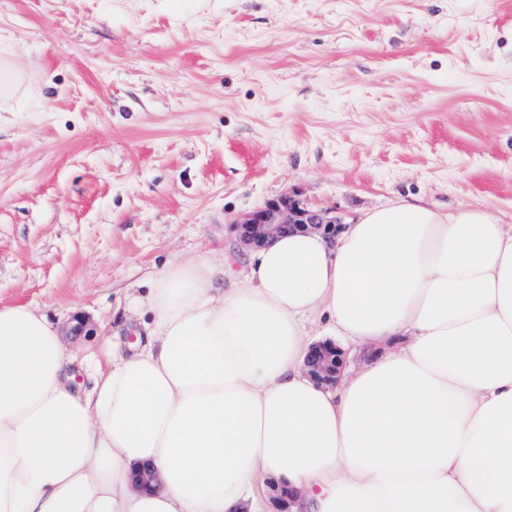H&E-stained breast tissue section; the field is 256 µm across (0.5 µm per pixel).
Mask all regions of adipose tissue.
<instances>
[{
	"label": "adipose tissue",
	"instance_id": "1",
	"mask_svg": "<svg viewBox=\"0 0 512 512\" xmlns=\"http://www.w3.org/2000/svg\"><path fill=\"white\" fill-rule=\"evenodd\" d=\"M218 275L154 274L87 390L45 315L0 306V512H268L273 481L292 512H512V225L397 198ZM320 339L380 351L327 387Z\"/></svg>",
	"mask_w": 512,
	"mask_h": 512
}]
</instances>
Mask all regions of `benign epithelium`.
I'll list each match as a JSON object with an SVG mask.
<instances>
[{"label": "benign epithelium", "instance_id": "obj_1", "mask_svg": "<svg viewBox=\"0 0 512 512\" xmlns=\"http://www.w3.org/2000/svg\"><path fill=\"white\" fill-rule=\"evenodd\" d=\"M240 241L245 246L261 245L277 236L316 230L336 234V218L322 209L308 208L294 199L283 197L265 203L237 223ZM345 365L343 353L336 347L317 346L307 359V370L316 381L333 385Z\"/></svg>", "mask_w": 512, "mask_h": 512}]
</instances>
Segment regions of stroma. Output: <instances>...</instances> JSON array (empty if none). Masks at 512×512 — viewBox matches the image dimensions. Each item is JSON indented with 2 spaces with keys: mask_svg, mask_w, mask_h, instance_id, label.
<instances>
[{
  "mask_svg": "<svg viewBox=\"0 0 512 512\" xmlns=\"http://www.w3.org/2000/svg\"><path fill=\"white\" fill-rule=\"evenodd\" d=\"M0 30V303L58 327L82 387L131 339L126 294L244 267L267 201L512 225V0H0Z\"/></svg>",
  "mask_w": 512,
  "mask_h": 512,
  "instance_id": "1",
  "label": "stroma"
}]
</instances>
